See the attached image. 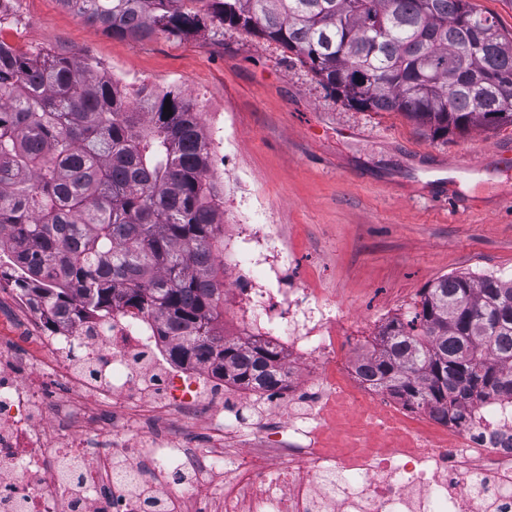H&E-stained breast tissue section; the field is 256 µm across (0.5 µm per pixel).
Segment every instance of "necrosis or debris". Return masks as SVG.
Listing matches in <instances>:
<instances>
[{
    "label": "necrosis or debris",
    "mask_w": 512,
    "mask_h": 512,
    "mask_svg": "<svg viewBox=\"0 0 512 512\" xmlns=\"http://www.w3.org/2000/svg\"><path fill=\"white\" fill-rule=\"evenodd\" d=\"M224 249L248 283L231 292L237 336L287 350L286 391L172 364L143 313L35 334L33 351H0V512H512V403L486 399L466 426L427 413L411 425L357 371L337 376L327 306L286 284L268 225H239ZM259 260L281 289L253 277ZM253 398L263 415L226 447V406ZM340 404L407 447H320L322 417ZM189 473L207 494L183 496Z\"/></svg>",
    "instance_id": "4bbe7bcc"
}]
</instances>
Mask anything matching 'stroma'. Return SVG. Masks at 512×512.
Here are the masks:
<instances>
[{"label":"stroma","mask_w":512,"mask_h":512,"mask_svg":"<svg viewBox=\"0 0 512 512\" xmlns=\"http://www.w3.org/2000/svg\"><path fill=\"white\" fill-rule=\"evenodd\" d=\"M0 38L97 63L120 84L193 94L205 126L224 128L231 149L224 221L237 199L270 224L294 261V277L332 306L346 336L338 365L352 363L389 320L411 316L440 277L493 271L512 279V167L488 171L512 148V126L432 136L398 112H363L329 94L291 53L242 29L206 24L190 34L131 42L89 25L60 0H11ZM473 167L460 207L435 196L439 159ZM0 290V347H31Z\"/></svg>","instance_id":"obj_1"}]
</instances>
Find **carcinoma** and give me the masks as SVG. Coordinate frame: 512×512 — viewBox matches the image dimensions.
Here are the masks:
<instances>
[{"instance_id": "carcinoma-1", "label": "carcinoma", "mask_w": 512, "mask_h": 512, "mask_svg": "<svg viewBox=\"0 0 512 512\" xmlns=\"http://www.w3.org/2000/svg\"><path fill=\"white\" fill-rule=\"evenodd\" d=\"M114 37L210 21L278 43L345 105L402 112L434 137L512 126V37L470 0H61ZM171 113L164 112L165 103ZM201 112L180 91H129L94 66L0 38V282L48 327L136 310L172 362L284 388L282 351L224 335L223 195ZM356 364L372 384L462 424L512 402V280L443 276Z\"/></svg>"}]
</instances>
